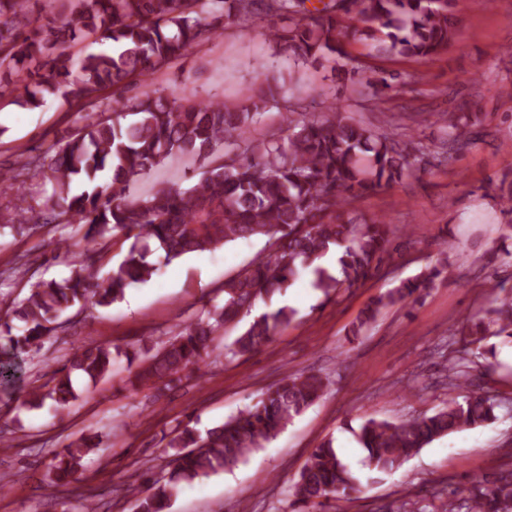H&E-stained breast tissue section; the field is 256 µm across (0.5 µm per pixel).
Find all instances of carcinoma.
Masks as SVG:
<instances>
[{
  "mask_svg": "<svg viewBox=\"0 0 512 512\" xmlns=\"http://www.w3.org/2000/svg\"><path fill=\"white\" fill-rule=\"evenodd\" d=\"M452 0H346L344 14L330 4L311 11L305 0H271L270 8L293 15L284 35L268 30L271 42L284 41L288 78L298 62L327 56L351 60L347 46L376 41L393 55L431 57L448 48L457 34ZM257 0H68L66 9L35 27L26 0H0V100L27 109L45 103V93L61 94L76 105H97L112 91V116L88 123L51 158L27 162L18 174L0 169V195L13 198L14 211L29 215L17 230H38L59 222L74 227L92 244L67 256L70 275L40 280L15 303L0 298L3 351L39 353L64 327L61 317L74 307H108L124 300L131 287L149 282L159 271L153 255L165 263L196 252L254 238H267L266 252L222 285L224 303L182 326L156 350L126 355L135 387L162 383L170 389L200 379L217 330L248 313L256 302L283 293L298 278H310L326 304L363 287L399 252L395 231L383 218L359 222L345 217L346 207L364 194L412 175L416 162L439 165L474 141L472 112L439 115L445 140L433 153L412 139L401 140L338 111L318 118L288 113V137L255 140L250 128L266 109L270 91L258 88L239 103H198L176 86L152 87L151 77L228 26L252 21ZM86 39L93 52H73ZM140 95L125 98L134 86ZM191 157L208 165L187 188L162 186L144 196L131 195L137 178L167 159ZM45 171L54 189L40 207L31 204L17 176ZM127 247L120 262L100 275L98 262L111 239ZM446 265L424 271L374 297L350 328L361 336L381 310L410 304L434 286ZM494 306L472 314L462 326L467 346L448 359V390L473 384L472 370L484 357L491 336L512 339V289L495 282ZM295 310L282 306L254 317L227 348L235 358L257 351L276 331L289 325ZM22 323L14 328L9 318ZM18 333H13V330ZM114 355L107 343L72 346L65 362L32 386L23 398L31 409H68L78 398L74 380L93 384L112 372ZM328 387L320 373L289 376L264 392L255 405L223 424L200 432L188 427L168 447L169 477L147 479L139 487L136 512H169L184 484L231 470L256 449L277 437L314 405ZM497 400L472 392L454 398L432 414L406 421L366 420L356 438L373 473L400 467L434 440L484 426L496 419ZM98 447L82 436L54 454L47 487L84 481V458ZM360 479L338 456L332 442L314 449L288 489L295 512H328L330 501L346 498ZM448 491V512H512V470L470 489L468 503L455 504Z\"/></svg>",
  "mask_w": 512,
  "mask_h": 512,
  "instance_id": "obj_1",
  "label": "carcinoma"
}]
</instances>
